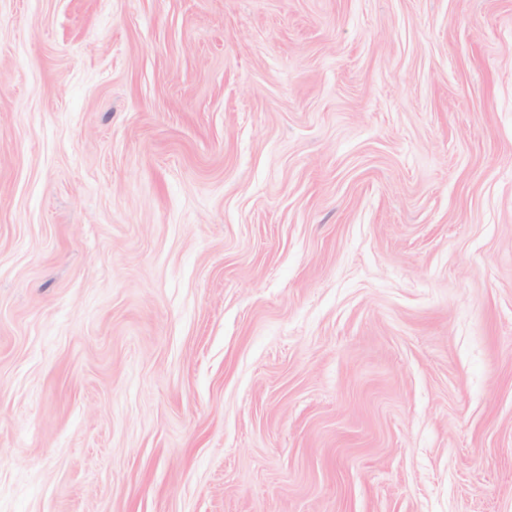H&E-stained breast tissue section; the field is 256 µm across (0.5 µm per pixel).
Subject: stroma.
Here are the masks:
<instances>
[{
    "instance_id": "stroma-1",
    "label": "stroma",
    "mask_w": 512,
    "mask_h": 512,
    "mask_svg": "<svg viewBox=\"0 0 512 512\" xmlns=\"http://www.w3.org/2000/svg\"><path fill=\"white\" fill-rule=\"evenodd\" d=\"M0 512H512V0H0Z\"/></svg>"
}]
</instances>
